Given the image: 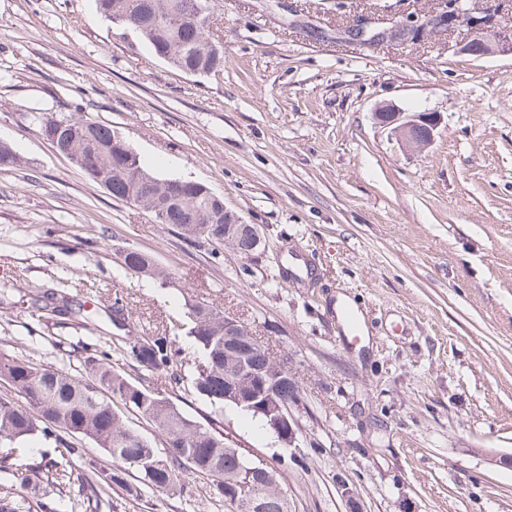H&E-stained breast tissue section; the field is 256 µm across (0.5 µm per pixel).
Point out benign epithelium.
<instances>
[{
	"mask_svg": "<svg viewBox=\"0 0 512 512\" xmlns=\"http://www.w3.org/2000/svg\"><path fill=\"white\" fill-rule=\"evenodd\" d=\"M466 27L471 36L458 47V52L470 57L484 58L498 53L512 54V26L507 24L495 0H446L444 6L424 14L419 21L391 20L389 26L379 28L375 18L361 15L346 30L349 39L364 46L394 43L416 44L437 33L453 32ZM378 123L392 128L400 144L406 148L423 149L430 145L441 124V117L435 112H403L392 105H384L375 113ZM224 243L237 245L240 238L250 240L248 254H253L264 246L258 228L245 222L242 217L224 212ZM224 363L227 371L235 378L224 386V399L238 406L256 408L257 393L244 390L241 382L254 383L269 401L261 411L270 419V426L278 440L286 445L292 438L293 416L275 397V391L283 384L293 381L288 370V360H277L273 370H255L247 364L250 355L262 351L265 346L248 324L240 319L224 316Z\"/></svg>",
	"mask_w": 512,
	"mask_h": 512,
	"instance_id": "obj_1",
	"label": "benign epithelium"
}]
</instances>
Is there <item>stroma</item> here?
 Wrapping results in <instances>:
<instances>
[{
  "instance_id": "35a3bbf8",
  "label": "stroma",
  "mask_w": 512,
  "mask_h": 512,
  "mask_svg": "<svg viewBox=\"0 0 512 512\" xmlns=\"http://www.w3.org/2000/svg\"><path fill=\"white\" fill-rule=\"evenodd\" d=\"M441 0H218L223 70L180 71L94 0H0V353L81 369L87 346L169 328L188 417L275 468L289 512H512V55L466 28L403 48L344 36L358 15ZM439 113L424 151L374 114ZM122 133L162 178L205 183L265 240L243 257L185 239L59 155L32 114ZM135 248L161 274L128 270ZM121 298L125 324L25 317L44 289ZM248 323L288 357L295 441L192 386L187 306ZM205 480L113 490L114 512H214Z\"/></svg>"
}]
</instances>
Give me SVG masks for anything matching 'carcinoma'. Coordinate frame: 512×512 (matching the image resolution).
Returning <instances> with one entry per match:
<instances>
[{"instance_id": "carcinoma-1", "label": "carcinoma", "mask_w": 512, "mask_h": 512, "mask_svg": "<svg viewBox=\"0 0 512 512\" xmlns=\"http://www.w3.org/2000/svg\"><path fill=\"white\" fill-rule=\"evenodd\" d=\"M216 0H95L96 9L107 18L119 17L154 54L187 74L208 75L224 67V51L198 20L205 3ZM50 143L66 141L73 158L87 159L84 173L94 182L103 173L113 198L137 202L158 224L175 227L189 240L224 242V217L208 201L197 197L187 181L175 184L145 167L133 149L122 153L112 145L117 131L83 117L33 116ZM134 264L127 268L156 275L151 255L130 251ZM190 334L202 351L196 366L194 389L213 405L224 407V312L202 302L188 305ZM73 314L69 298L61 291L47 290L26 307L27 317L38 321L47 312ZM137 364L145 375H167L178 381L176 351L167 332L155 331L134 342L121 340L93 349L79 372L66 366L43 367L28 360L0 354V379H6L18 399L0 395V512H112V487L141 494V487L156 492L173 489L187 474L209 480L206 495L225 503L229 512H248L240 500H254L262 512H288L286 503L268 487L264 472L247 474L250 465L221 427L203 425L187 417L169 398L142 384L129 381L112 369V353ZM131 408L150 419L166 438L159 453L151 443L123 420L117 406ZM42 437L62 447L53 459L32 457L17 463L13 445ZM95 443L112 462L104 468L74 440ZM134 470L140 486L127 485L128 470ZM51 488L52 502L41 500L43 486ZM29 487V495L17 487Z\"/></svg>"}]
</instances>
